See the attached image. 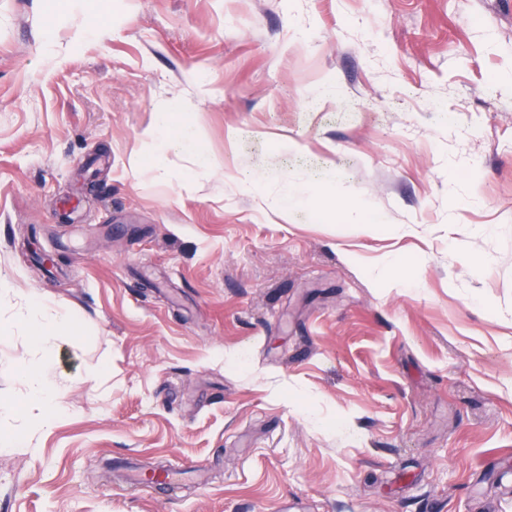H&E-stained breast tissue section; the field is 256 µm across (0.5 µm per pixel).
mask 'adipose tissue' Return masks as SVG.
<instances>
[{
	"instance_id": "adipose-tissue-1",
	"label": "adipose tissue",
	"mask_w": 512,
	"mask_h": 512,
	"mask_svg": "<svg viewBox=\"0 0 512 512\" xmlns=\"http://www.w3.org/2000/svg\"><path fill=\"white\" fill-rule=\"evenodd\" d=\"M76 323V318L70 314L47 315L42 297H30L26 303L22 329L41 359L27 365L23 377L31 400L40 407L37 423L43 429L50 427L64 411L58 400L56 383L49 372L54 342L71 332Z\"/></svg>"
}]
</instances>
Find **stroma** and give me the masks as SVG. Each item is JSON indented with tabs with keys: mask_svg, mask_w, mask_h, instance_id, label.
I'll return each mask as SVG.
<instances>
[{
	"mask_svg": "<svg viewBox=\"0 0 512 512\" xmlns=\"http://www.w3.org/2000/svg\"><path fill=\"white\" fill-rule=\"evenodd\" d=\"M0 273V512H512V0H0ZM46 310L42 297L32 296L26 303L22 318L24 334L30 345L41 354V360L27 365L23 372L29 396L40 407L36 420L40 429L50 427L65 410L58 400L57 386L50 376L49 364L54 341L71 332L77 323V319L70 314L46 317Z\"/></svg>",
	"mask_w": 512,
	"mask_h": 512,
	"instance_id": "1",
	"label": "stroma"
}]
</instances>
